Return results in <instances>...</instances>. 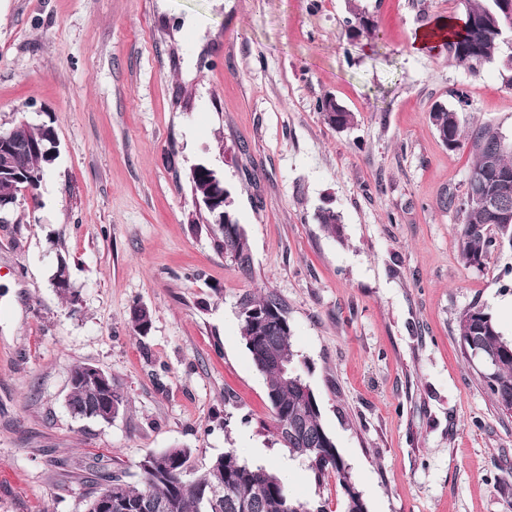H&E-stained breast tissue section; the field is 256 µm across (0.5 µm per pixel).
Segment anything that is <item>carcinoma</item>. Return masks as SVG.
Wrapping results in <instances>:
<instances>
[{
	"instance_id": "carcinoma-1",
	"label": "carcinoma",
	"mask_w": 512,
	"mask_h": 512,
	"mask_svg": "<svg viewBox=\"0 0 512 512\" xmlns=\"http://www.w3.org/2000/svg\"><path fill=\"white\" fill-rule=\"evenodd\" d=\"M460 6L469 17L487 19L491 24L489 28L471 30L469 43L477 45L474 51L459 47L457 31L448 32V41L445 42L448 58L475 73L499 57L502 32L509 26L499 9L498 0H460ZM318 110L325 123L338 131L353 127L357 121L354 112L330 96L319 101ZM430 120L448 149L460 147L462 138L467 134L457 110L437 104L430 112ZM12 128L17 138L35 150L55 138L53 127L45 122L33 124L22 118ZM467 136L473 149L469 173L488 183L504 173L512 174V142H507L497 131L483 124L475 125ZM491 156L497 159L496 170L486 168ZM47 168L48 162L45 161L34 169L20 166L12 175L0 171V201L10 203L14 191L24 183L31 191H37ZM190 184L193 195H211L212 178L207 175L191 171ZM458 200L459 196L450 192L441 200V206L461 215L457 230L460 260L468 267L482 266L500 245V239L506 236L512 242V222L503 224L496 221L480 207L463 211L458 207ZM317 220L329 236L342 238L343 227L337 212L322 209ZM215 228L217 250L234 261L243 272H250L252 250L241 226L236 224L228 230L225 225L217 224ZM52 283L62 285L59 295L75 304L76 294L71 290L66 259L58 261ZM242 306L246 312L241 314V336L256 368L266 378L277 441L283 442V422H297V434L288 436V452L307 464L316 482L327 478L336 480L345 491L344 512H368L355 492L350 467L330 443L332 436L322 422L319 402L302 398L297 386V379L302 377V363L294 349L287 305L278 295L267 292L259 297L243 299ZM131 322L136 334L146 335L152 324L150 310L143 305L135 306ZM456 331L464 358L475 366L483 387L498 410L504 415L512 411V340L502 336L492 313L477 305L458 314ZM475 351L494 357L493 370L487 371L479 365L473 358ZM283 358L291 361L295 371L281 374L276 361ZM88 369L87 364H77L71 370L68 401L71 414L78 419L88 413L101 415L109 401L115 410L123 409L127 405V396L122 385L112 382L107 396L103 397L86 385ZM189 457L190 449L181 447L146 454L140 462L141 486L133 487L118 477L108 476L99 489L85 497L83 512H89L94 497L109 488L115 489L126 502V512H327L326 503L322 501L304 502L290 497L272 467L250 466L233 451L214 458L206 471L193 477L187 471ZM213 489L223 491L222 498L215 503L210 500Z\"/></svg>"
}]
</instances>
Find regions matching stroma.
Instances as JSON below:
<instances>
[{
  "instance_id": "1",
  "label": "stroma",
  "mask_w": 512,
  "mask_h": 512,
  "mask_svg": "<svg viewBox=\"0 0 512 512\" xmlns=\"http://www.w3.org/2000/svg\"><path fill=\"white\" fill-rule=\"evenodd\" d=\"M354 8L371 35L349 36ZM461 14L457 0H0V126L48 121L58 140L40 188L0 213V512H83L101 475L138 485L140 460L173 446L196 475L229 450L288 462L292 498L343 512L335 480L273 434L240 333L242 300L264 290L288 307L369 512H512V418L456 334L479 305L512 338V242L461 262V217L438 201L462 192L471 146L448 150L429 118L441 103L512 141V36L476 74L412 43ZM326 96L355 126L324 122ZM202 162L232 193L251 273L203 226ZM61 257L74 304L51 284ZM78 363L124 387L112 422L68 411Z\"/></svg>"
}]
</instances>
